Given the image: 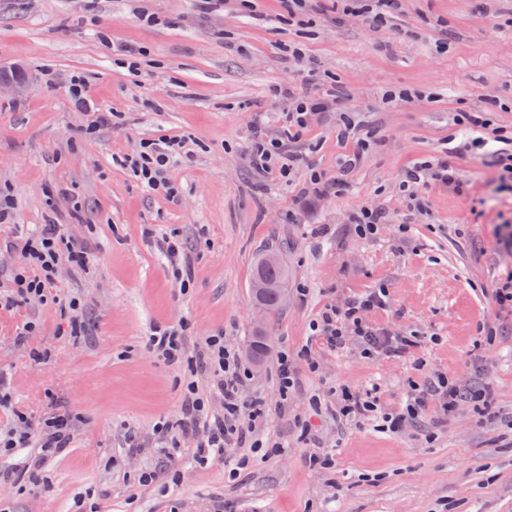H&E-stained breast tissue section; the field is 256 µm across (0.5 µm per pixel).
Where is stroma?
<instances>
[{
	"label": "stroma",
	"instance_id": "obj_1",
	"mask_svg": "<svg viewBox=\"0 0 512 512\" xmlns=\"http://www.w3.org/2000/svg\"><path fill=\"white\" fill-rule=\"evenodd\" d=\"M288 5L254 0L246 14L240 0H0V64H22L30 80L24 93L0 92V197L15 202L13 223L0 224V291L18 261L3 246L18 233L63 224L90 249L87 269L61 266L59 303L0 314V424L15 407L35 421L65 412L74 423L66 454L0 483V512H512V306L495 300L512 258L494 236L512 218V195L493 193V170L471 153L456 162L462 191L432 179L401 184L407 167L440 155L456 113L484 108L512 131V0H399L376 30L355 16L336 22L332 0H307L292 18ZM274 13L285 22L268 25ZM295 43L298 60L288 52ZM120 44L149 49L138 71L118 66ZM75 77L88 87L82 109L70 96ZM335 80L373 143L341 195L303 210L296 198L309 169L339 175L354 140L337 138L335 118L313 116L309 150L286 182L258 175L248 144L258 130L282 133L288 103L278 88L321 93ZM391 89L413 98L385 100ZM100 112L110 120L97 126ZM169 136L182 142L172 201L126 162L142 140ZM363 207L388 215L366 239L350 222ZM147 225L191 251L188 291L143 236ZM268 249L288 264V302L264 366L249 370L248 393L274 409L255 438L282 449L230 450L249 461L233 476L220 461L197 465L191 438L169 451L156 443L157 424L180 413L183 374L146 342L152 327L185 319L191 340L220 333L243 352L248 285ZM381 287L389 308L371 321L414 337L409 356L371 360L352 342L337 351L311 343L320 309ZM72 296L86 326L78 339L61 305ZM27 320L38 333L22 345ZM307 345L318 371L299 357ZM35 349L45 359L33 360ZM283 351L298 359L285 402L275 376ZM433 372L489 383L495 417L465 403L442 423L429 416L391 433L334 413L338 388H377L390 412L409 381ZM314 394L324 411L310 409ZM313 453L333 455V471L314 469ZM171 458L179 481L139 484L141 471Z\"/></svg>",
	"mask_w": 512,
	"mask_h": 512
}]
</instances>
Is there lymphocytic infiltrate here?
<instances>
[{
	"instance_id": "obj_1",
	"label": "lymphocytic infiltrate",
	"mask_w": 512,
	"mask_h": 512,
	"mask_svg": "<svg viewBox=\"0 0 512 512\" xmlns=\"http://www.w3.org/2000/svg\"><path fill=\"white\" fill-rule=\"evenodd\" d=\"M282 95L291 104L287 112V132L275 139L256 135L250 154L253 164L262 173L286 179L305 152L300 131L307 127L309 116L341 111L342 99L336 94L311 95L291 88L283 89ZM454 123L458 132L449 135L450 146L443 157L405 169L404 185H419L428 172L443 184H458V172L452 159L470 151L483 155L489 165L496 168L498 190L512 193V135L494 127L484 112L457 113ZM178 145L175 138L144 141L129 160L130 169L138 180L150 190L171 199L176 198L177 192L167 177V171ZM16 248L21 263L14 272L9 293L0 301V306L9 312L30 302H46L59 266L66 262L81 264L87 257L86 245L67 236L59 224H45L37 234L22 236ZM387 308L386 290L358 295L342 306L324 308L313 322L312 331L321 345L333 350L344 347L346 341L352 339L367 359L405 356L411 347L407 337L372 326L369 322L371 314ZM187 331L188 325L184 322L153 328L148 346L164 361L187 367L191 378L181 400V421L192 427L197 457L204 462L220 461L227 450L252 440L254 423L264 419L265 412L249 399L246 393L247 373L235 353L225 347L223 335L208 336L191 344L187 341ZM201 371L208 372L211 378V389L205 393L200 391L195 381ZM214 396L222 400L223 412L212 411L210 399ZM467 401L490 405L491 392L484 386L463 387L447 375L438 373L425 377L421 382L411 381L405 402L398 412L382 411L376 390L359 394L346 388L341 391L339 412L346 418L374 420L380 431L394 433L406 424L417 422L428 411L445 416ZM244 410L249 413V421L245 424L239 420ZM72 439V424L67 416L54 415L38 425L17 409L11 423L0 428V452L8 453L18 448L38 449V456L30 461L31 467L35 468L45 457L64 453Z\"/></svg>"
}]
</instances>
